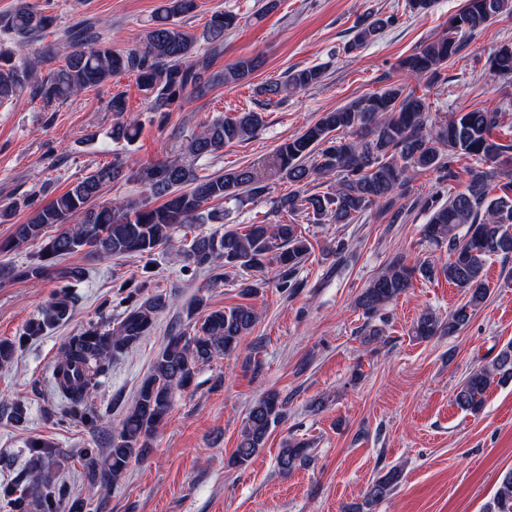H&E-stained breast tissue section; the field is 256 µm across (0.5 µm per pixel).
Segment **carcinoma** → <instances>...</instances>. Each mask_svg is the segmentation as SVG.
Here are the masks:
<instances>
[{
	"mask_svg": "<svg viewBox=\"0 0 512 512\" xmlns=\"http://www.w3.org/2000/svg\"><path fill=\"white\" fill-rule=\"evenodd\" d=\"M196 8V0H165L148 20L139 43L114 51L92 27L66 28L62 36L71 51L64 63L40 80L35 64L16 55L30 43L57 26L58 16L29 0H18L8 14L0 15V35L14 48H0V103L14 99L29 87L47 103L65 101L81 91L104 84L119 73L133 74L145 92L152 112H166L189 97H203L212 88L246 81L264 64L261 56L241 58L212 70L213 53L224 44V34L237 24V15L216 11L203 33L209 48L199 52L197 38L184 29L183 18ZM504 12H512V0H466L465 7L448 18L446 32L425 44L400 63L415 76L437 74L448 59L462 51L465 39L485 23ZM395 18L366 16L356 27L348 52L373 42ZM496 75H512V45H504L490 59ZM321 67L293 71L283 80L264 84L259 93L278 96L320 83ZM426 98L389 87L362 96L332 112H326L300 135L281 143L270 159L250 163L224 174L201 175L196 165L223 151L224 146L253 136L264 124L262 113L248 110L220 117L191 133L184 154L159 163L133 166L118 153L112 161L79 177L71 187L44 206L22 198L0 209L9 218L18 209L30 210L26 222L14 225L11 238L0 252L39 242L35 262L0 266V279L30 280L54 273L57 290L42 308L40 316L26 327L29 338L42 336L67 321L79 300L77 288L86 278L83 267L65 265L66 257L83 251L100 259L128 255L148 258L175 242V233L188 224L224 223V204L241 206L266 189L264 180L274 174L288 180L290 189L274 201L275 212L296 216L304 213L314 224H352L362 213L376 206L392 207L397 191L417 169H432L452 179L454 159L470 157L478 167L469 170L464 191L441 205H430L423 227L424 238L447 245L448 261L440 269L422 263V275L441 273L448 282L465 290L467 300L443 318L422 313L411 333L420 342L436 336L454 335L465 327L477 307L487 298L482 276L486 259L512 257V181L494 188L497 164L512 150L494 138L495 114L480 109L453 112L436 127L426 123ZM350 132L355 139H342ZM139 135L135 119L112 125V143L129 144ZM329 178L335 184L323 193L307 186ZM137 182L146 196L138 202L97 203L104 188L119 181ZM499 191L493 195V191ZM311 251V243L297 224H246L241 227L195 236L182 248L183 269L197 273L218 269L272 273L277 287H294L292 275ZM413 269L399 260L391 262L374 277L356 298L355 307L371 320L387 305L413 286ZM142 283L127 289L121 298L124 309L113 324L91 323L70 336L56 358L53 386L65 403L67 415L92 425L99 414L90 397L112 369V361L129 352L149 336L158 312L172 302L158 294L142 297ZM259 319L249 304L215 309L194 321L191 333L169 338L157 355L151 374L140 386L136 399L112 434L104 461L94 448L82 449L91 483L108 493L128 466L142 459L164 422L175 391L188 387L197 369L217 359L230 357ZM512 382V342L503 346L491 362L471 370L455 389L454 403L477 415L492 383ZM286 402L276 391H267L252 405L240 432L231 462L243 467L264 447L272 425L285 416ZM30 478L27 490L15 484H0V499L12 512H29L36 498L39 512H63L65 486L51 482L41 471L44 459L56 454L55 446L41 439L28 442ZM310 443L287 439L278 456L280 469L288 473L310 461ZM403 469L390 468L369 484L360 503L347 512H373L402 481ZM485 512H512V470L501 478L492 503Z\"/></svg>",
	"mask_w": 512,
	"mask_h": 512,
	"instance_id": "1",
	"label": "carcinoma"
}]
</instances>
